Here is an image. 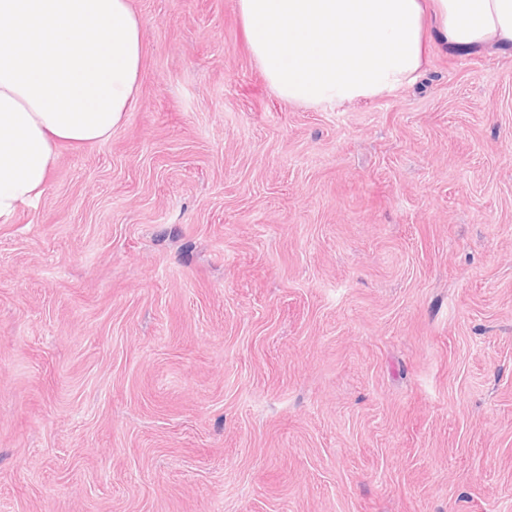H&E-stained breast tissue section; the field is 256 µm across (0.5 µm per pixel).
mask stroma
Masks as SVG:
<instances>
[{"mask_svg":"<svg viewBox=\"0 0 512 512\" xmlns=\"http://www.w3.org/2000/svg\"><path fill=\"white\" fill-rule=\"evenodd\" d=\"M131 6V111L0 223V512H512V49L310 109L236 0Z\"/></svg>","mask_w":512,"mask_h":512,"instance_id":"obj_1","label":"stroma"}]
</instances>
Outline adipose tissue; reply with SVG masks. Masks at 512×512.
<instances>
[{"mask_svg": "<svg viewBox=\"0 0 512 512\" xmlns=\"http://www.w3.org/2000/svg\"><path fill=\"white\" fill-rule=\"evenodd\" d=\"M270 89L339 107L413 83L428 36L512 48V0H237ZM143 64L130 0H0V222L44 193L61 145L108 139Z\"/></svg>", "mask_w": 512, "mask_h": 512, "instance_id": "1", "label": "adipose tissue"}]
</instances>
